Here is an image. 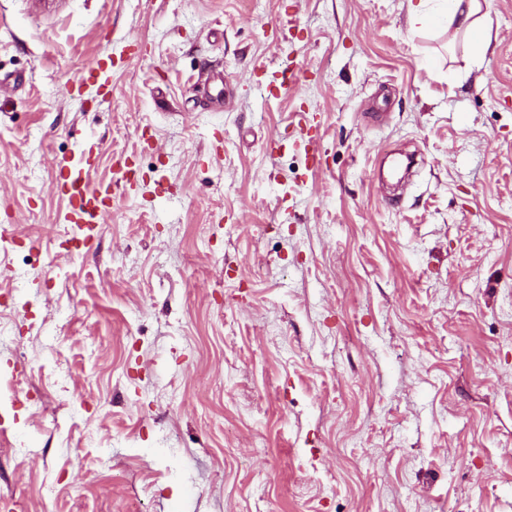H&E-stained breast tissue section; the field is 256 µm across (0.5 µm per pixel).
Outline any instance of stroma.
Returning a JSON list of instances; mask_svg holds the SVG:
<instances>
[{
  "instance_id": "obj_1",
  "label": "stroma",
  "mask_w": 512,
  "mask_h": 512,
  "mask_svg": "<svg viewBox=\"0 0 512 512\" xmlns=\"http://www.w3.org/2000/svg\"><path fill=\"white\" fill-rule=\"evenodd\" d=\"M481 2L474 63L409 0H0V512H512V0ZM89 138L119 197L67 255ZM112 49H104L85 66L72 80V87L78 91L86 82L99 83V88L109 90V73L112 70ZM315 111L311 108L308 111H298L299 120L295 126L294 134L298 141L304 143L306 146H312L311 159L312 162L317 164L320 159V153L314 144L318 138V123L315 121Z\"/></svg>"
}]
</instances>
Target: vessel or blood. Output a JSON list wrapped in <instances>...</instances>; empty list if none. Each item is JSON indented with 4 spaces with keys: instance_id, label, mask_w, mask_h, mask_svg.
I'll list each match as a JSON object with an SVG mask.
<instances>
[{
    "instance_id": "b4317fda",
    "label": "vessel or blood",
    "mask_w": 512,
    "mask_h": 512,
    "mask_svg": "<svg viewBox=\"0 0 512 512\" xmlns=\"http://www.w3.org/2000/svg\"><path fill=\"white\" fill-rule=\"evenodd\" d=\"M113 66L111 50H103L94 60L85 66L72 81L74 89L88 82H96L100 88H108L109 73ZM299 120L294 134L298 141L311 146L312 161H319L320 153L314 145L318 138L319 126L313 111H299ZM97 159L95 148L84 149L78 157L63 161L60 165L59 190L66 207L60 215L61 223L70 225L74 240L90 244L102 229L104 219L109 213L117 192L108 183H91L89 174Z\"/></svg>"
}]
</instances>
